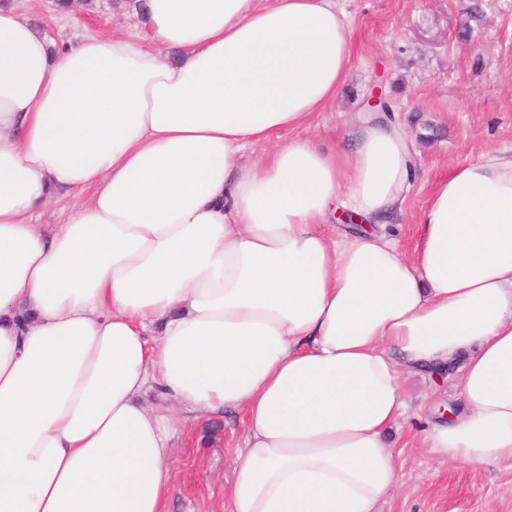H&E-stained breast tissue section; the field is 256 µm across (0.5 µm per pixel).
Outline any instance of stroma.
<instances>
[{
	"mask_svg": "<svg viewBox=\"0 0 512 512\" xmlns=\"http://www.w3.org/2000/svg\"><path fill=\"white\" fill-rule=\"evenodd\" d=\"M138 0H93L60 20L53 0H13L58 41L105 34L137 22ZM354 29L351 70L335 102L313 121L321 145H337L373 89L417 139L414 180L402 215L379 230L413 252L420 216L435 183L483 151L512 145V0H336ZM469 38H462L463 28ZM410 411L390 439L399 485L383 512H512V461L479 471L422 448L438 409L459 404L447 371L407 381ZM242 410L182 424L167 461L163 512H227L232 467L243 440Z\"/></svg>",
	"mask_w": 512,
	"mask_h": 512,
	"instance_id": "35a3bbf8",
	"label": "stroma"
}]
</instances>
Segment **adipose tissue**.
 Returning a JSON list of instances; mask_svg holds the SVG:
<instances>
[{
	"label": "adipose tissue",
	"mask_w": 512,
	"mask_h": 512,
	"mask_svg": "<svg viewBox=\"0 0 512 512\" xmlns=\"http://www.w3.org/2000/svg\"><path fill=\"white\" fill-rule=\"evenodd\" d=\"M142 12L58 43L0 8V512H162L176 426L229 406L230 512H382L404 377L455 363L430 450L512 460V147L436 184L413 257L328 236L341 208L397 220L413 168L375 112L302 133L350 68L334 0Z\"/></svg>",
	"instance_id": "obj_1"
}]
</instances>
